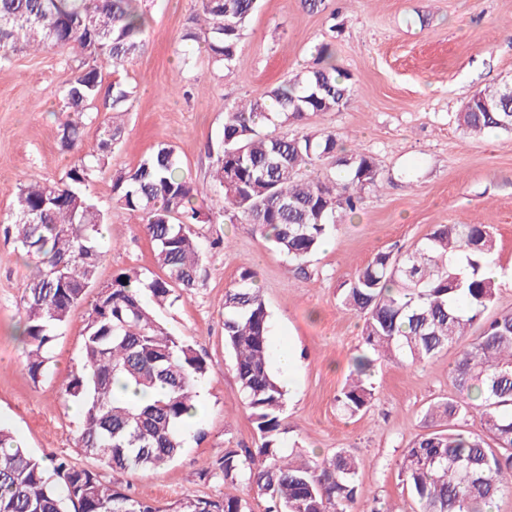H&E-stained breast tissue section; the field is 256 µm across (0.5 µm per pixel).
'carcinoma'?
Here are the masks:
<instances>
[{"instance_id":"obj_1","label":"carcinoma","mask_w":512,"mask_h":512,"mask_svg":"<svg viewBox=\"0 0 512 512\" xmlns=\"http://www.w3.org/2000/svg\"><path fill=\"white\" fill-rule=\"evenodd\" d=\"M255 3L199 0L185 40L203 42L218 68L234 69ZM145 33L142 0H0V61L17 46L78 49L83 55L60 91L67 115L58 137L65 151L81 143L85 112L101 93L102 66L115 73L126 68L143 50ZM329 58L330 46L322 43L314 66L225 109L210 171L218 202L199 198L167 143L158 144L135 169L113 175L112 208L141 216L139 228L154 243L165 276L149 279L129 269L97 294L81 365L65 386L66 399L82 416L76 446L102 461L111 479L53 452L35 456L0 425V512H246L243 500L230 494L157 506L132 494L121 477L160 468L181 453L184 417L196 409L208 370L195 345L170 333L154 310L188 297L203 274L204 246L193 226L226 219L251 224L300 266L336 224L357 212L362 193L382 183L373 158L344 153L332 133L262 132L283 116L336 112L348 105L349 76ZM132 94L127 85L113 82L111 113L99 125L97 150L74 162L64 182L22 184L9 220L0 222V233L35 260L34 273L19 288L23 312L17 326L34 380L45 372L56 331L95 285L105 256L102 228L112 213L101 210L86 189L121 140L124 126L117 116ZM458 121L470 134L512 132V83L474 93ZM327 158L335 159L337 174L302 178L304 169ZM494 255L491 225L442 224L411 250L376 254L339 294L340 306L363 319L364 350L336 395L338 407L350 416L373 403L371 378L379 359L402 356L424 364L479 325V335L462 347L450 370L456 393L424 413V422L447 428L417 434L397 463L418 512H490L498 495L512 487V311L487 315L497 286L483 270ZM223 309L224 342L261 443L224 449L202 475L250 488L267 502L266 512H353L360 466L347 450L338 448L322 460L281 454L288 397L270 367V312L256 271L238 274L224 294ZM119 378L137 390L156 389L158 396L149 404L121 396L113 389ZM471 417L482 433L448 427Z\"/></svg>"}]
</instances>
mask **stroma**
Instances as JSON below:
<instances>
[{
  "instance_id": "35a3bbf8",
  "label": "stroma",
  "mask_w": 512,
  "mask_h": 512,
  "mask_svg": "<svg viewBox=\"0 0 512 512\" xmlns=\"http://www.w3.org/2000/svg\"><path fill=\"white\" fill-rule=\"evenodd\" d=\"M148 26L141 54L120 73L104 69L103 84L121 81L133 90L122 120L124 136L97 169L89 187L101 209L112 206V177L135 169L157 144L175 146L202 198L212 194V153L224 109L265 93L289 75L312 66L315 48L331 43L334 62L350 76L351 100L337 112L289 121L296 134L334 133L347 148L371 156L383 180L365 191L353 219L337 224L297 270L248 224H200L204 237L222 236L224 247L207 255L191 295L159 316L175 335L196 344L209 363L196 420L184 429L182 454L160 470L122 479L138 497L167 504L189 495L217 497L220 478H202L204 462L225 448L257 447L259 435L245 408L224 346V294L245 268L257 271L271 314L273 351L293 350L297 365L285 387V447L323 458L336 449L360 462L356 512H415L397 462L419 433L429 403L453 391L449 370L457 348L425 365L379 362L376 398L365 414L348 417L336 405L352 360L363 348L362 321L341 310L338 295L353 273L380 252L410 250L439 224H489L502 273L493 312L512 311V132L466 134L456 115L475 92L512 79V0H258L234 70L216 68L203 48L182 36L198 0H146ZM191 62H184L183 52ZM79 58L47 48L10 52L0 63V221L7 220L21 182L57 183L78 158L63 151L57 127L60 90ZM140 216L118 212L97 288L136 268L158 272ZM33 263L0 239V422L34 455L54 452L109 479L96 459L73 439L81 425L63 386L81 362L82 334L91 309H72L50 350L44 375L32 380L24 352L11 338L22 311L19 287ZM204 440H197V430Z\"/></svg>"
}]
</instances>
